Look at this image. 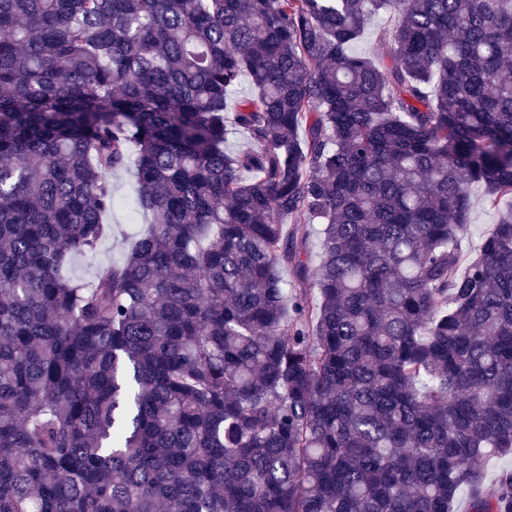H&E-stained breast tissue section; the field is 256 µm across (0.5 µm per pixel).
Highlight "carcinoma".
<instances>
[{"mask_svg":"<svg viewBox=\"0 0 512 512\" xmlns=\"http://www.w3.org/2000/svg\"><path fill=\"white\" fill-rule=\"evenodd\" d=\"M510 453L512 0H0V512H512ZM394 18L388 15H380L375 22L368 27L358 42L352 47L358 55L369 57H381L386 49L378 41V32L380 28H392ZM113 195L117 205L113 208L108 218L110 230L105 241L102 243L96 259L90 260L84 257H77L69 274L71 277L90 282L94 277L95 265L97 262L106 263L109 261H120L124 254V236L132 230V220L127 203L134 198V178L131 170L116 172L112 175ZM470 200L469 222L463 232L461 270H464L476 257L482 241L492 232L501 216L500 211L487 202L483 186L477 184L471 186Z\"/></svg>","mask_w":512,"mask_h":512,"instance_id":"cac0c4a2","label":"carcinoma"}]
</instances>
